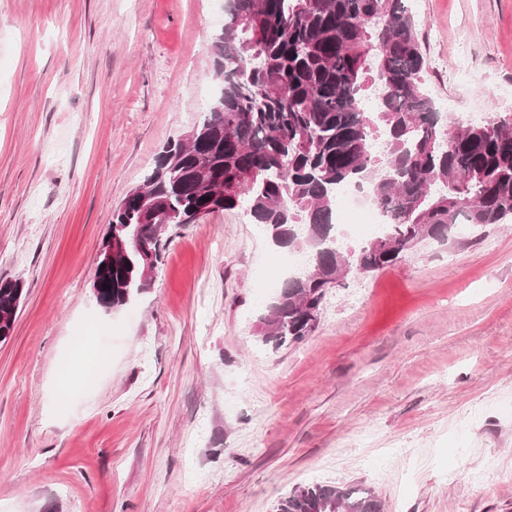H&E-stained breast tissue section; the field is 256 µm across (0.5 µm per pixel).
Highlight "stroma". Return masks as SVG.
<instances>
[{
	"mask_svg": "<svg viewBox=\"0 0 512 512\" xmlns=\"http://www.w3.org/2000/svg\"><path fill=\"white\" fill-rule=\"evenodd\" d=\"M443 117L512 113V0H407ZM218 0H0V512H274L356 483L384 512H512V224L349 276L258 337L281 248L241 210L170 225L105 313L113 209L218 81ZM22 296L23 288L19 280L0 281V339L1 336H5V338L13 336Z\"/></svg>",
	"mask_w": 512,
	"mask_h": 512,
	"instance_id": "stroma-1",
	"label": "stroma"
}]
</instances>
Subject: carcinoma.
<instances>
[{
	"mask_svg": "<svg viewBox=\"0 0 512 512\" xmlns=\"http://www.w3.org/2000/svg\"><path fill=\"white\" fill-rule=\"evenodd\" d=\"M210 50L223 85L197 124L199 140L162 148L143 181L152 208L128 194L112 211L109 230L125 249L100 274L111 309L152 284L140 250L161 263L164 223L244 207L274 245L306 251L305 266L280 284L260 319L262 342L280 348L316 330L343 269L376 272L422 241L454 240L461 226L512 220V113L444 125L424 86L426 59L406 0H228ZM204 174L224 183L207 202ZM350 184L367 188L387 219L380 243L354 251L338 244L335 224L339 190ZM22 296L19 280L0 281L6 337ZM276 512H384V505L361 485L317 483L292 490Z\"/></svg>",
	"mask_w": 512,
	"mask_h": 512,
	"instance_id": "1",
	"label": "carcinoma"
}]
</instances>
